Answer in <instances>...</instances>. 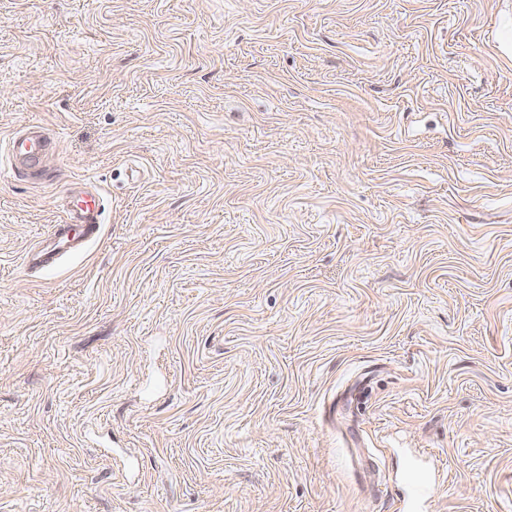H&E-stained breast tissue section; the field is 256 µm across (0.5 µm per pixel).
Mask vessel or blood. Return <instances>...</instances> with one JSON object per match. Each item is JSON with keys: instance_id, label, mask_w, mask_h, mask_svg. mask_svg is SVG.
<instances>
[{"instance_id": "b4317fda", "label": "vessel or blood", "mask_w": 512, "mask_h": 512, "mask_svg": "<svg viewBox=\"0 0 512 512\" xmlns=\"http://www.w3.org/2000/svg\"><path fill=\"white\" fill-rule=\"evenodd\" d=\"M52 149V142L45 129L27 125L17 130L9 139L10 156L17 169L36 171L43 167ZM64 223L53 225L40 246L29 251L26 260L30 265L49 268L67 254L79 252L85 241L98 234L100 228V200L96 193L87 192L85 198L67 207ZM408 477L418 496L431 498L442 492L443 482L433 480L419 468H412Z\"/></svg>"}]
</instances>
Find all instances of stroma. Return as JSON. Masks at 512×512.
Returning <instances> with one entry per match:
<instances>
[{
  "mask_svg": "<svg viewBox=\"0 0 512 512\" xmlns=\"http://www.w3.org/2000/svg\"><path fill=\"white\" fill-rule=\"evenodd\" d=\"M512 0H0V512H512ZM28 123L44 177L2 154ZM103 200L25 262L66 190ZM73 207L66 205L67 218L63 224H54L40 246L29 251L26 261L33 266H55L66 254L79 252L84 242L98 234L100 200L96 193L87 191ZM408 478L414 484L418 497L432 498L443 491L444 481H436L416 466H413L408 473Z\"/></svg>",
  "mask_w": 512,
  "mask_h": 512,
  "instance_id": "35a3bbf8",
  "label": "stroma"
}]
</instances>
